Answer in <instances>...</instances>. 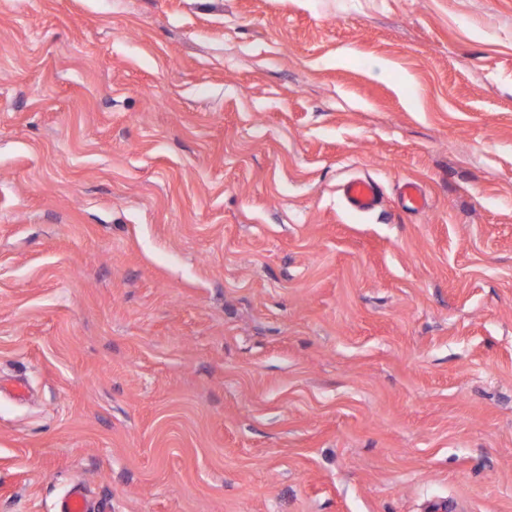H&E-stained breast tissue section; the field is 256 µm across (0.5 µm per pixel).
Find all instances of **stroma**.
<instances>
[{"label": "stroma", "mask_w": 512, "mask_h": 512, "mask_svg": "<svg viewBox=\"0 0 512 512\" xmlns=\"http://www.w3.org/2000/svg\"><path fill=\"white\" fill-rule=\"evenodd\" d=\"M77 483L512 512V0H0V512ZM342 199L350 212L367 214L379 207L382 201L381 187L371 178L355 177L344 183Z\"/></svg>", "instance_id": "obj_1"}]
</instances>
